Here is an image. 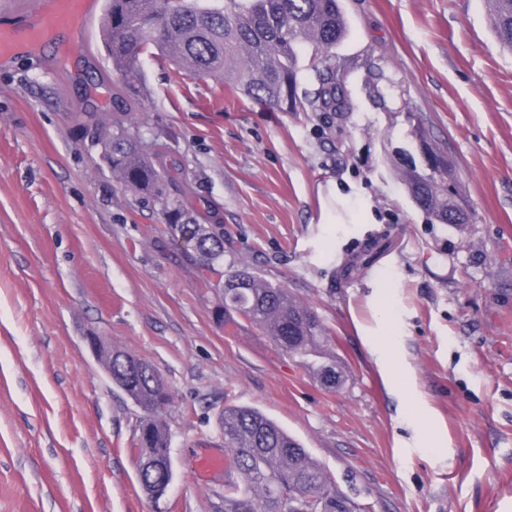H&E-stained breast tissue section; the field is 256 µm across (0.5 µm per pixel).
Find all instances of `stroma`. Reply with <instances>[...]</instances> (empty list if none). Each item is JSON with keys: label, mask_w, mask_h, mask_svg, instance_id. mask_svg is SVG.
<instances>
[{"label": "stroma", "mask_w": 512, "mask_h": 512, "mask_svg": "<svg viewBox=\"0 0 512 512\" xmlns=\"http://www.w3.org/2000/svg\"><path fill=\"white\" fill-rule=\"evenodd\" d=\"M352 109L283 112L143 54L135 111L163 142L224 265L309 303L350 374L329 392L236 315L126 190L94 135L112 120L104 50L67 34L0 60V512H221V414L253 407L298 439L356 512H512V52L486 0H342ZM424 119L474 212L430 221L398 170ZM365 224H325L330 188ZM148 361L173 482L137 480L141 411L85 338Z\"/></svg>", "instance_id": "35a3bbf8"}]
</instances>
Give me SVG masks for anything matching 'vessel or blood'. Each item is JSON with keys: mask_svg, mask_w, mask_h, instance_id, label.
<instances>
[{"mask_svg": "<svg viewBox=\"0 0 512 512\" xmlns=\"http://www.w3.org/2000/svg\"><path fill=\"white\" fill-rule=\"evenodd\" d=\"M101 16L95 0H0V59L18 42L36 44L68 30L74 49L91 52Z\"/></svg>", "mask_w": 512, "mask_h": 512, "instance_id": "b4317fda", "label": "vessel or blood"}]
</instances>
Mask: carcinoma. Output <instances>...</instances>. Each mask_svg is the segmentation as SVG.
Segmentation results:
<instances>
[{"label": "carcinoma", "mask_w": 512, "mask_h": 512, "mask_svg": "<svg viewBox=\"0 0 512 512\" xmlns=\"http://www.w3.org/2000/svg\"><path fill=\"white\" fill-rule=\"evenodd\" d=\"M501 45L512 51V0H488ZM104 41L112 74L121 84L112 102L119 116L112 128L96 127L104 157L118 182L160 206L165 231L181 253L199 266V281L222 292L220 315L237 314L296 360L321 386L336 390L348 367L336 352L330 328L288 288L274 285L243 266L224 272V233L202 224L189 209L183 171L144 156L130 82L141 55L159 56L190 76L232 84L253 101L290 111L346 112L350 103L343 76L331 64L347 36L339 0H107ZM313 48L317 87L299 92L300 50ZM415 202L440 224L462 231L470 214L448 205L447 178L427 179L413 162L400 171ZM112 385L143 412L138 447L145 461L141 487L161 494L172 477L169 433L160 417L167 395L155 369L136 355L114 349ZM224 512H354L323 467L295 438L261 411L226 406Z\"/></svg>", "instance_id": "1"}]
</instances>
